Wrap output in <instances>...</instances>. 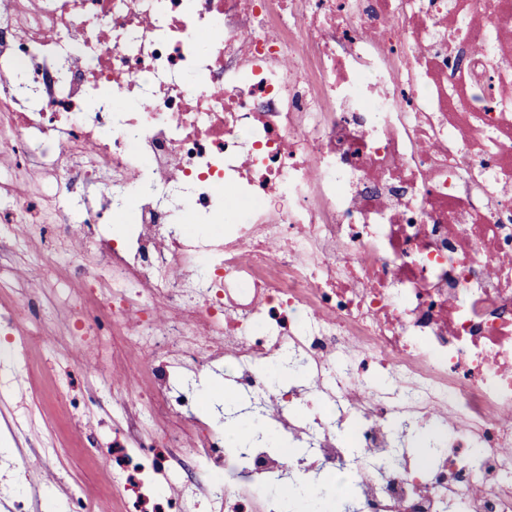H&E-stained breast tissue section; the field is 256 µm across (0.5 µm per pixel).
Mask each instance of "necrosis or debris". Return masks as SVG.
Here are the masks:
<instances>
[{"label":"necrosis or debris","instance_id":"necrosis-or-debris-1","mask_svg":"<svg viewBox=\"0 0 512 512\" xmlns=\"http://www.w3.org/2000/svg\"><path fill=\"white\" fill-rule=\"evenodd\" d=\"M0 152L63 171L0 182V239L92 231L110 279L63 295L74 320L182 306L135 338L169 413L214 336L251 416L288 400L278 360L319 394L280 420L305 457L247 447L252 479L176 501L173 457L115 449L126 512H285L282 468L357 479L351 512H512V0H0ZM435 421L431 468L350 454Z\"/></svg>","mask_w":512,"mask_h":512}]
</instances>
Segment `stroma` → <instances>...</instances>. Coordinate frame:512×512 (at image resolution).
<instances>
[{"instance_id":"obj_1","label":"stroma","mask_w":512,"mask_h":512,"mask_svg":"<svg viewBox=\"0 0 512 512\" xmlns=\"http://www.w3.org/2000/svg\"><path fill=\"white\" fill-rule=\"evenodd\" d=\"M54 232V226L34 225L14 259L11 287L0 290L5 301L16 290H26L29 298L17 305L14 331L39 333L32 362L18 368V386L9 397L0 398V418L23 416V404L32 402L42 403L47 413L46 422L1 429L5 447L0 457L20 463V471L7 478L25 498L29 512H71V501L78 497L96 501L99 512H122L111 498L112 448L127 407L138 403L149 385L144 356L131 340L140 327L165 326L181 311L166 305L143 320L116 318L111 355L102 358L88 324L75 322L58 300L61 288L95 287L98 265L79 243L66 253L54 252ZM102 371L112 379L109 387L97 383ZM199 423L216 431L224 428L201 408L183 416L184 432L177 442L170 441L172 422L163 414L148 418L140 428L142 443L182 462V471L171 472L162 485L169 497H177L184 480L202 469L193 453L201 445L195 430Z\"/></svg>"}]
</instances>
